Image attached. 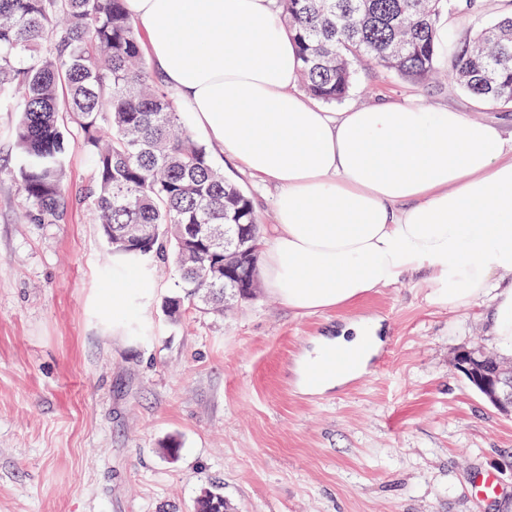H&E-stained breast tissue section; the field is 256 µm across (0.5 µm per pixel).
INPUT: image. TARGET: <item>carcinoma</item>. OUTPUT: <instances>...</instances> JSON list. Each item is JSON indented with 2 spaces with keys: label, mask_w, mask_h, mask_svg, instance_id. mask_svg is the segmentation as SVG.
Instances as JSON below:
<instances>
[{
  "label": "carcinoma",
  "mask_w": 512,
  "mask_h": 512,
  "mask_svg": "<svg viewBox=\"0 0 512 512\" xmlns=\"http://www.w3.org/2000/svg\"><path fill=\"white\" fill-rule=\"evenodd\" d=\"M296 42L300 81L319 102L349 96L370 62L422 83L437 73L436 23L448 11L476 20L451 48L454 83L483 103L512 104V10L485 20L486 0H277ZM137 22L124 0H0V110L28 218L56 223L67 205V157L92 162L82 202L111 253L172 260L177 320L224 310V225L252 224L249 194L224 176L184 125L172 94L142 66ZM197 512H226L204 494Z\"/></svg>",
  "instance_id": "carcinoma-1"
}]
</instances>
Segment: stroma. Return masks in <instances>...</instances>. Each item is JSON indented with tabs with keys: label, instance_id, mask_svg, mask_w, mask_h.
I'll use <instances>...</instances> for the list:
<instances>
[{
	"label": "stroma",
	"instance_id": "stroma-1",
	"mask_svg": "<svg viewBox=\"0 0 512 512\" xmlns=\"http://www.w3.org/2000/svg\"><path fill=\"white\" fill-rule=\"evenodd\" d=\"M436 67L425 83L360 68L333 109L416 98L512 133V105L477 103L446 80L447 57ZM15 121L0 112V512H196L212 488L229 512H512V417L452 362L491 346L482 308H449L424 272L337 311L298 314L261 287L173 321L169 264L145 305L113 310L112 257L85 207L26 216ZM208 150L268 231L275 187ZM364 320L382 338L366 372L305 390L300 360ZM483 472L496 497L476 495Z\"/></svg>",
	"mask_w": 512,
	"mask_h": 512
}]
</instances>
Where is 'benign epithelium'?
Returning <instances> with one entry per match:
<instances>
[{
    "instance_id": "benign-epithelium-1",
    "label": "benign epithelium",
    "mask_w": 512,
    "mask_h": 512,
    "mask_svg": "<svg viewBox=\"0 0 512 512\" xmlns=\"http://www.w3.org/2000/svg\"><path fill=\"white\" fill-rule=\"evenodd\" d=\"M229 245L233 246L229 259L250 266L255 263L258 245L244 225H238L235 239L224 237V246ZM453 362L488 402L502 414L512 417V368L503 365L496 354L484 346L457 350Z\"/></svg>"
}]
</instances>
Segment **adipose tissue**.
<instances>
[{
	"label": "adipose tissue",
	"instance_id": "obj_1",
	"mask_svg": "<svg viewBox=\"0 0 512 512\" xmlns=\"http://www.w3.org/2000/svg\"><path fill=\"white\" fill-rule=\"evenodd\" d=\"M181 111L225 155L276 185L263 252L269 289L303 315L341 309L417 273L450 308L480 306L512 351V137L464 112L411 100L329 112L294 87L300 64L274 0H125ZM112 305L153 285L112 257ZM361 322L315 345L371 357Z\"/></svg>",
	"mask_w": 512,
	"mask_h": 512
}]
</instances>
